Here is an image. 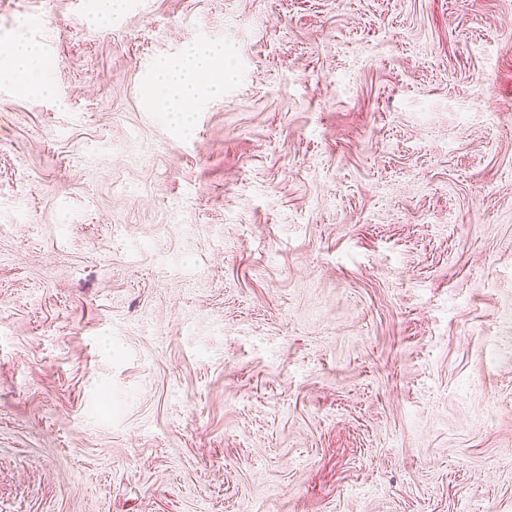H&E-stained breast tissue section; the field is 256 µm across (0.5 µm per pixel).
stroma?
Segmentation results:
<instances>
[{
	"instance_id": "35a3bbf8",
	"label": "stroma",
	"mask_w": 512,
	"mask_h": 512,
	"mask_svg": "<svg viewBox=\"0 0 512 512\" xmlns=\"http://www.w3.org/2000/svg\"><path fill=\"white\" fill-rule=\"evenodd\" d=\"M101 9L0 0V512H512V0ZM41 54L35 43L14 45L0 51V76L16 80L27 95L37 98L49 90L45 73L37 68ZM232 77L224 68V46L196 44L177 63L163 62L155 70L152 101L159 112H173L187 123L193 105L202 95L221 97Z\"/></svg>"
}]
</instances>
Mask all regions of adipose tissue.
I'll return each mask as SVG.
<instances>
[{"instance_id": "ef3b65f1", "label": "adipose tissue", "mask_w": 512, "mask_h": 512, "mask_svg": "<svg viewBox=\"0 0 512 512\" xmlns=\"http://www.w3.org/2000/svg\"><path fill=\"white\" fill-rule=\"evenodd\" d=\"M41 49L37 44L15 45L0 51V76L16 80L27 95L37 98L49 90V82L37 68ZM231 74L224 67V48L218 44H196L182 61L164 62L155 70L152 101L162 112L188 121L200 96L220 97Z\"/></svg>"}]
</instances>
